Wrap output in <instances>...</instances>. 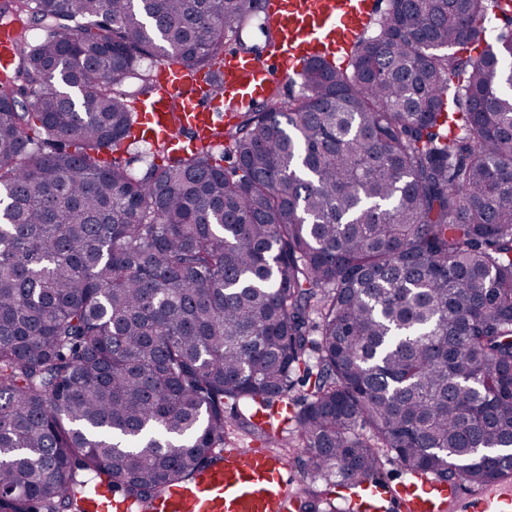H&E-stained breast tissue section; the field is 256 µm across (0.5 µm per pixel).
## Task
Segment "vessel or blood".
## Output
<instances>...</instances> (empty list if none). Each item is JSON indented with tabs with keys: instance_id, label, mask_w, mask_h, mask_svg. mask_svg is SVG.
<instances>
[{
	"instance_id": "vessel-or-blood-1",
	"label": "vessel or blood",
	"mask_w": 512,
	"mask_h": 512,
	"mask_svg": "<svg viewBox=\"0 0 512 512\" xmlns=\"http://www.w3.org/2000/svg\"><path fill=\"white\" fill-rule=\"evenodd\" d=\"M272 36L261 54H224L218 66L221 81L211 85L207 74L182 64L161 63L156 94L138 104L137 134L143 142H169L176 150L209 145L213 125L224 117L251 109L271 88L297 77L296 63L314 46L329 56L342 53L368 24L377 19L379 0H261ZM286 464L266 451L225 449L221 459L193 482L169 488L156 498L152 512H292L294 499L284 476ZM359 512H382L383 501L395 495L404 512H443L467 498L470 512H512V480L469 493L415 474L395 491L367 481L352 485ZM87 512H139L132 500L112 494L97 482L86 502Z\"/></svg>"
}]
</instances>
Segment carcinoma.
I'll use <instances>...</instances> for the list:
<instances>
[{
    "label": "carcinoma",
    "instance_id": "1",
    "mask_svg": "<svg viewBox=\"0 0 512 512\" xmlns=\"http://www.w3.org/2000/svg\"><path fill=\"white\" fill-rule=\"evenodd\" d=\"M258 0H0V512H149L214 463L225 405L291 410L307 471L512 474V0H386L338 64L213 129L131 138L156 73L209 67ZM23 81L17 85V81ZM231 160V166L224 161ZM381 474L384 482L392 487L407 477L395 455L386 451L381 456ZM86 510L87 512H139L134 501L112 494L104 480L94 485L86 502Z\"/></svg>",
    "mask_w": 512,
    "mask_h": 512
}]
</instances>
